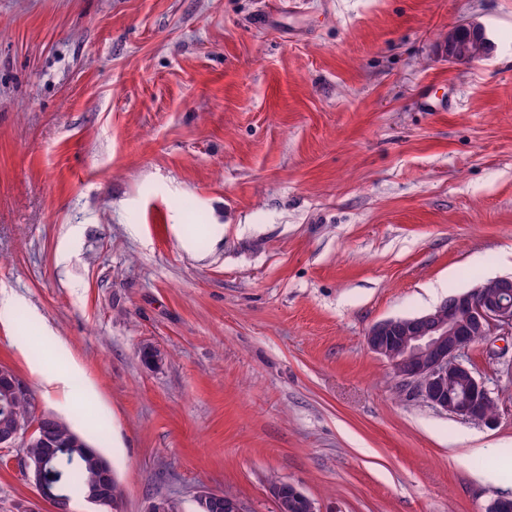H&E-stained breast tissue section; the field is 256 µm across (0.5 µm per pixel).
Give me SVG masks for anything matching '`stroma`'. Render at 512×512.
<instances>
[{
  "label": "stroma",
  "mask_w": 512,
  "mask_h": 512,
  "mask_svg": "<svg viewBox=\"0 0 512 512\" xmlns=\"http://www.w3.org/2000/svg\"><path fill=\"white\" fill-rule=\"evenodd\" d=\"M264 2L0 0V365L121 512H275L274 480L315 512H486L512 495L502 362L468 352L491 427L365 336L512 275V0H284L259 27ZM468 21L492 52L448 60ZM24 473L0 464V512L36 505ZM103 459V473H102V479H103V486L101 493L98 495V497H90L89 500L97 505L102 506H108L111 495H112V502L108 506L112 509V511L118 512V487L117 485H112V483H115V477L112 471L111 464L102 457ZM223 494L209 489H201L197 492L195 500L201 509L207 512H245L236 497Z\"/></svg>",
  "instance_id": "1"
}]
</instances>
